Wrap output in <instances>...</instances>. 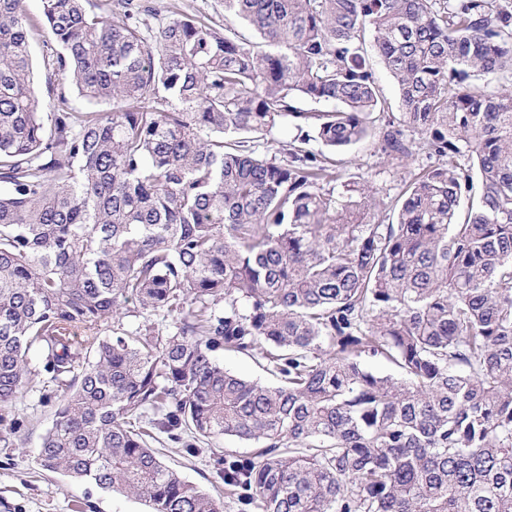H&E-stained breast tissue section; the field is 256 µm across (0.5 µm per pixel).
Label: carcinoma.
<instances>
[{
  "instance_id": "obj_1",
  "label": "carcinoma",
  "mask_w": 512,
  "mask_h": 512,
  "mask_svg": "<svg viewBox=\"0 0 512 512\" xmlns=\"http://www.w3.org/2000/svg\"><path fill=\"white\" fill-rule=\"evenodd\" d=\"M41 4L55 74L112 108L45 114L23 0H0V441L21 431L36 347L59 400L36 463L150 512H226L151 448L162 436L191 456L253 445L211 449L238 512H512V95L466 84L512 73V10L224 0L222 29L153 31L136 0ZM369 47L402 104L377 131ZM288 123L287 159L257 148ZM408 131L436 163L391 224L305 148L373 135L403 163ZM148 310L170 324L124 328ZM217 356L224 364V368L242 378L259 380L268 384L273 382V378L264 371L254 358L225 351L218 352Z\"/></svg>"
}]
</instances>
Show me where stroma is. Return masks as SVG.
I'll return each mask as SVG.
<instances>
[{
  "mask_svg": "<svg viewBox=\"0 0 512 512\" xmlns=\"http://www.w3.org/2000/svg\"><path fill=\"white\" fill-rule=\"evenodd\" d=\"M56 51V44L43 33L34 34L33 86L38 96L48 102L50 111H109L108 103L85 101L72 86L54 77L51 59ZM335 159L342 181H371L391 212L401 204L408 185L432 164L426 150L420 147L406 165L384 162L371 138L336 153ZM56 408V402L42 401L36 391L17 400L14 415L22 426L21 437L9 446L0 444V512H149L147 503L138 497L108 495L88 483L39 469L36 456L41 436L51 427ZM161 455L165 463L203 491L223 493L224 483L216 474L209 452L190 456L180 444L169 441Z\"/></svg>",
  "mask_w": 512,
  "mask_h": 512,
  "instance_id": "1",
  "label": "stroma"
}]
</instances>
